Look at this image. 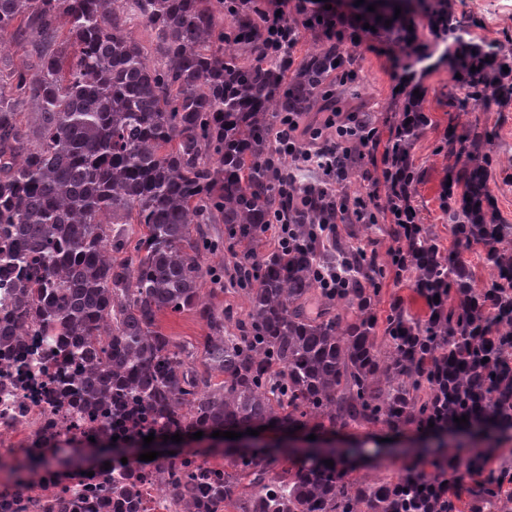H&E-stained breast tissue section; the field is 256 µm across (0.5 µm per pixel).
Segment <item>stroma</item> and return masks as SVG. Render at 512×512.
<instances>
[{
    "instance_id": "stroma-1",
    "label": "stroma",
    "mask_w": 512,
    "mask_h": 512,
    "mask_svg": "<svg viewBox=\"0 0 512 512\" xmlns=\"http://www.w3.org/2000/svg\"><path fill=\"white\" fill-rule=\"evenodd\" d=\"M454 14L461 20L466 39L487 45L504 54H512V0H449ZM399 49L372 35L363 43L355 64L362 86L360 99L346 104V111L374 110L385 113L399 103L396 91ZM421 108L429 122L414 139L412 158L420 171L413 201L426 232L437 239L441 250L454 247L453 226L441 208L440 192L446 171L454 159L448 154L449 130L460 134L478 132L490 135L493 149L490 170L495 179V194L502 215L512 222V101L483 103L464 98L448 75L447 66H439L419 79ZM403 301L418 314H425L427 304L414 290L409 276L388 274L381 284L378 317H385L392 302ZM426 431L410 427L400 431L382 425L319 433L322 441L360 445L362 453L345 460L350 476L393 477L402 467L429 457L418 450Z\"/></svg>"
}]
</instances>
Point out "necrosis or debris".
<instances>
[{
	"mask_svg": "<svg viewBox=\"0 0 512 512\" xmlns=\"http://www.w3.org/2000/svg\"><path fill=\"white\" fill-rule=\"evenodd\" d=\"M60 343L30 330L0 347V512H177L173 483L183 472H223V462L190 456L127 463L114 457L67 467L50 459L53 450L143 437L167 426L149 416L115 420L108 404L88 409L66 384L83 367L60 356ZM31 459L38 467L18 469ZM115 480L134 486V501L110 492Z\"/></svg>",
	"mask_w": 512,
	"mask_h": 512,
	"instance_id": "4bbe7bcc",
	"label": "necrosis or debris"
}]
</instances>
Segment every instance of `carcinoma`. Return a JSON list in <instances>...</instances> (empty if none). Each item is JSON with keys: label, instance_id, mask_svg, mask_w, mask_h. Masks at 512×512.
Segmentation results:
<instances>
[{"label": "carcinoma", "instance_id": "obj_1", "mask_svg": "<svg viewBox=\"0 0 512 512\" xmlns=\"http://www.w3.org/2000/svg\"><path fill=\"white\" fill-rule=\"evenodd\" d=\"M374 11L376 33L400 47L415 74L448 60V45L403 39L433 0H398ZM0 0V51L24 39L37 47L35 71L12 70L0 85V267L14 274L16 312L48 334L78 338L64 356L88 363L72 390L88 406L107 396L166 419L180 436L269 428L326 430L422 426L443 413L461 428L512 431V311L508 333L476 336L486 320L475 289L457 288L456 310L429 308L426 320L391 307L383 335L376 306L385 267L340 237L324 243L320 224H384L389 196L359 210L353 177L379 145L368 110L306 128L314 109L360 95L353 67L362 43L327 38L326 23L293 19L312 39L288 54L253 0ZM229 21L219 29L218 16ZM391 24H385V21ZM154 33L153 52L134 31ZM67 28L66 37L61 29ZM73 48L68 71L62 60ZM30 109L35 125L22 122ZM336 140V187L288 177L285 139ZM411 140L402 145L406 186L418 174ZM224 224L244 247L233 280L248 311L218 313L202 294L201 257L218 246L201 224ZM139 225L134 230L132 225ZM269 224L288 241L257 257ZM133 251L126 258L118 254ZM347 267L349 287L331 291L321 275ZM193 311L208 333L175 342L158 315ZM448 382L438 384V374ZM437 444L436 472L408 465L396 477L349 479L305 454L275 478L259 457L212 473L211 500L224 512H503L512 473L471 460L481 480L452 484L458 460Z\"/></svg>", "mask_w": 512, "mask_h": 512}]
</instances>
